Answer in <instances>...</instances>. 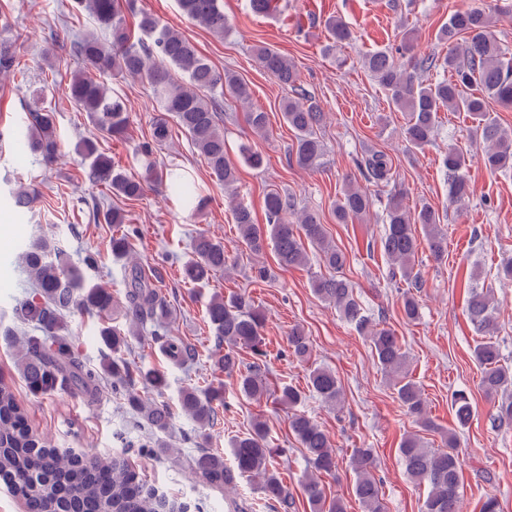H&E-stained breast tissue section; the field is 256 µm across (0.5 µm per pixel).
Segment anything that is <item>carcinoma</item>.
Listing matches in <instances>:
<instances>
[{
	"label": "carcinoma",
	"mask_w": 512,
	"mask_h": 512,
	"mask_svg": "<svg viewBox=\"0 0 512 512\" xmlns=\"http://www.w3.org/2000/svg\"><path fill=\"white\" fill-rule=\"evenodd\" d=\"M105 33L85 35L73 42L72 54L77 69L65 87V94L79 112L91 117L96 134L78 142L75 152L81 156L89 182L108 188L112 194L137 200L147 191L148 178L154 175V150L172 138L173 128L180 129L211 174L228 192L234 223L251 251L260 253L271 242L281 265L299 267L308 264V248H313L328 273L311 282L314 293L333 306L361 334L367 336L381 371L393 377L397 398L404 412L424 428H432L427 417L420 387L408 380V359L394 332L365 312L351 283L341 275L346 255L328 238L320 217L309 210L296 208L294 199L277 191L266 193L265 224L255 222L251 208L235 198L237 166L224 149V133L219 121L224 112V95L245 104L251 97L249 87L230 71L215 70L195 45L179 31L153 14L137 8V0H78ZM180 11L189 20L211 33L224 37L229 23L221 0H178ZM139 16L141 37L132 41L126 26V14ZM331 43L328 50L350 43L353 33L340 18L326 22ZM490 18L481 9L470 8L452 13L438 31L439 41L448 44L443 57L428 55L411 58V66L401 59L413 51V43L404 39L396 53L376 51L361 58V64L384 90L388 103L399 112L408 113L404 136L408 146L421 149L434 139L438 113L443 110L465 112L475 122L487 143L480 161L493 171L512 169V135L503 131L490 117V102L512 107V53L503 48L489 31ZM258 65L276 80L292 87L296 97L282 106L283 117L294 132L292 157L298 166L313 168L323 155V143L316 128L323 121V111L314 97L301 86L295 65L265 45L254 48ZM442 72L434 83L416 78L414 70ZM21 72L15 55L14 41L0 36V74ZM108 76L144 78L152 98L159 104L150 126L149 138L139 145L137 154L144 161L146 176L128 174L112 163V157L100 151L98 136H123L130 119L126 100L104 82ZM251 129L265 134L267 113L252 108L247 111ZM28 136L26 147L51 166L60 155L54 110L37 104L28 107L24 117ZM448 176V202L461 204L470 198V183L464 174L466 158L456 147H448L442 160ZM364 180L370 184L387 183L393 178L392 158L381 150L358 161ZM169 198L192 213L206 208L208 197L193 187L185 175L174 169L165 173ZM16 207L28 209L37 198L32 186L11 189ZM371 198L363 190L348 187L335 206L336 221L346 224L360 219L370 210ZM385 227L381 237L384 254L393 264L392 278L406 283L401 306L405 319L419 318L415 293L422 288L419 277L412 274L415 256L421 245L438 259L446 252L448 238L440 227L439 214L429 205L409 211L401 198L391 195L384 205ZM89 219L95 224L124 223L119 210L103 211L94 206ZM131 233L127 229L112 235V254L125 256L130 249ZM193 259L183 267V278L190 284L206 282L212 275L226 270L231 260L223 242L205 233L193 243ZM22 260L35 289L32 298L16 309V320L33 326L35 334L27 337L25 353L20 355L21 374L34 390L68 389L79 377L56 367V357L66 349L61 320L64 312L77 306L98 316V333L112 351L104 371L112 378V388L128 391V404L157 431L168 428L170 410L162 400L167 387L163 373L154 368L137 370L143 393L129 391L134 385L131 366L121 355L129 347L126 334L109 322L116 306L111 292L87 283L77 268H64V260L55 255V245L39 239L28 245ZM480 277L468 275L466 311L481 335L473 349L482 368L480 386L490 399H497L492 421L496 427H512V369L500 364L499 345L494 339L497 323L494 293L478 284ZM123 308L131 327L147 322L160 325L170 316L166 298L160 295L152 279L139 267L128 272ZM207 318L214 336L228 346V352L215 358L214 367L229 376L236 375V387L247 398L259 399L269 391L264 372L252 365L240 369L234 349L247 346L263 355L262 330L265 315L246 294L229 298L214 295L207 306ZM165 357L184 366L195 352L174 338L161 344ZM288 351L297 359L311 357V344L304 331L295 327L288 332ZM307 388L323 404L334 406L342 388L336 374L322 366L309 372ZM220 391L209 385L190 386L182 391L180 405L185 414L201 428L213 423L214 402ZM306 395L298 387L283 383L278 401L292 409L289 429L307 458L310 473L303 482L312 512H346L339 499L327 500L320 477L336 474L338 460L332 441L324 429L308 414L298 410ZM452 409L458 426L473 418V407L462 392L453 396ZM399 453L407 477L427 489L421 512H463L461 495L462 449L454 434H448V447L429 448L416 435L404 437ZM191 475L210 486L231 489L243 478L259 480L260 490L268 501L278 503L283 512L295 507L288 488L278 472L274 450L268 445L266 424L258 421L251 430L232 440L230 457L217 450L201 451L188 461ZM355 474L354 491L365 512H385L380 480L373 474L374 454L370 448H356L351 457ZM0 482L10 486L24 500L26 512H156L158 501L146 480L119 458H94L67 454L38 440L25 422V413L13 392L0 386Z\"/></svg>",
	"instance_id": "carcinoma-1"
}]
</instances>
